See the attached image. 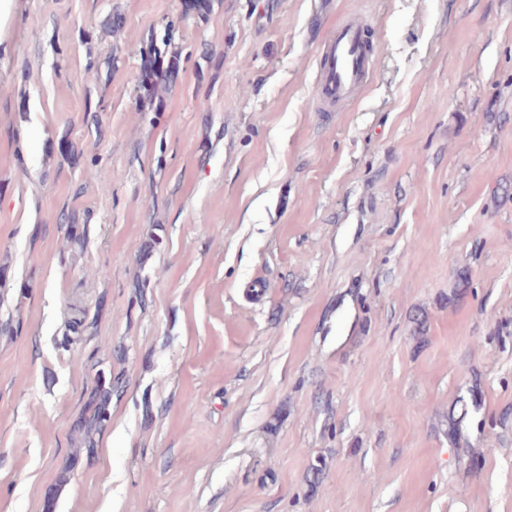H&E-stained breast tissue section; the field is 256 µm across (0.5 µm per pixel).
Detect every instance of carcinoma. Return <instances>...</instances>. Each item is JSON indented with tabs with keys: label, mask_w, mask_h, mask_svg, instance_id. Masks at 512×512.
Masks as SVG:
<instances>
[{
	"label": "carcinoma",
	"mask_w": 512,
	"mask_h": 512,
	"mask_svg": "<svg viewBox=\"0 0 512 512\" xmlns=\"http://www.w3.org/2000/svg\"><path fill=\"white\" fill-rule=\"evenodd\" d=\"M212 6L213 0H183L182 16L204 17L211 12ZM171 41L172 24L169 23L164 28L161 40L151 38L131 49L132 54L139 56L141 62L137 78L141 112L160 111V92L169 88L179 71L182 51L178 48L168 50ZM58 153L62 160L69 163H76L85 157V152L79 150L65 135L58 141ZM60 220L66 223L69 242L80 246L86 242L87 223L80 224L75 215L65 213L61 214ZM113 391L112 371H98L84 411L72 430V433L80 435L83 439L88 456L94 451L95 436L102 433L110 424Z\"/></svg>",
	"instance_id": "carcinoma-1"
}]
</instances>
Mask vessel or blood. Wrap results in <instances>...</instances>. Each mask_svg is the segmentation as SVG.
Segmentation results:
<instances>
[{
  "mask_svg": "<svg viewBox=\"0 0 512 512\" xmlns=\"http://www.w3.org/2000/svg\"><path fill=\"white\" fill-rule=\"evenodd\" d=\"M364 32L361 22H346L337 27L321 47L318 93L330 104L349 102L370 74Z\"/></svg>",
  "mask_w": 512,
  "mask_h": 512,
  "instance_id": "1",
  "label": "vessel or blood"
}]
</instances>
